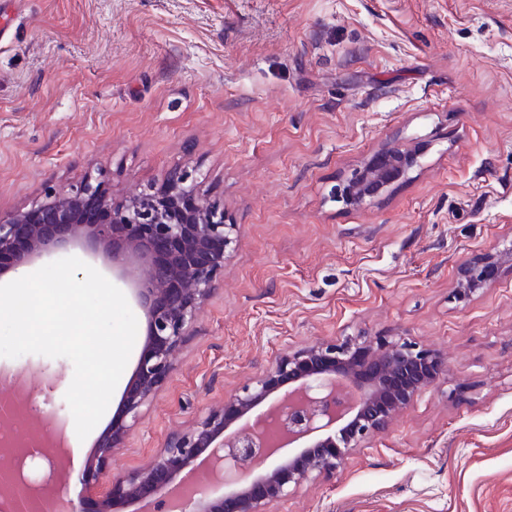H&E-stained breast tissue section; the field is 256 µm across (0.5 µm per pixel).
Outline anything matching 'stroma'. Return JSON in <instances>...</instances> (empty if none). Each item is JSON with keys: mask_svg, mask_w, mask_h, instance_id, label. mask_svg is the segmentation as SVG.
Returning <instances> with one entry per match:
<instances>
[{"mask_svg": "<svg viewBox=\"0 0 512 512\" xmlns=\"http://www.w3.org/2000/svg\"><path fill=\"white\" fill-rule=\"evenodd\" d=\"M420 162L363 206L336 188L376 150ZM191 172L237 241L111 472L146 465L278 354L402 337L448 374L274 512H512V267L469 299L461 264L512 244V0H0V211L102 173L115 200ZM134 300L138 270L69 247ZM138 332L84 460L122 407ZM30 409L72 414L69 359L0 357ZM0 468L27 458V432Z\"/></svg>", "mask_w": 512, "mask_h": 512, "instance_id": "1", "label": "stroma"}]
</instances>
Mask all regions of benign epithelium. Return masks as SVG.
<instances>
[{
	"mask_svg": "<svg viewBox=\"0 0 512 512\" xmlns=\"http://www.w3.org/2000/svg\"><path fill=\"white\" fill-rule=\"evenodd\" d=\"M418 163L406 145L377 151L337 198L358 207L384 193ZM196 194L192 174L175 171L158 188L115 202L105 180L92 174L80 184L27 211L0 213V258L15 268L66 248L82 238L123 267L140 266L136 292L148 317V336L123 413L97 442L94 460L79 473L81 491L67 512H114L139 502L138 512H273L302 484L332 472L349 452L390 423L426 389L447 375L443 355L405 339L376 336L361 342H319L276 356L186 432L168 436L148 464L108 474L112 454L139 420L142 408L170 378L175 358L216 282L224 277L225 253L236 228L224 210ZM512 263V248L466 260L457 296L491 285L498 269ZM298 445L294 456L265 467L280 449ZM250 462L260 474L218 497L202 488L186 497L185 480L204 467L212 486L239 480L233 464Z\"/></svg>",
	"mask_w": 512,
	"mask_h": 512,
	"instance_id": "obj_1",
	"label": "benign epithelium"
}]
</instances>
